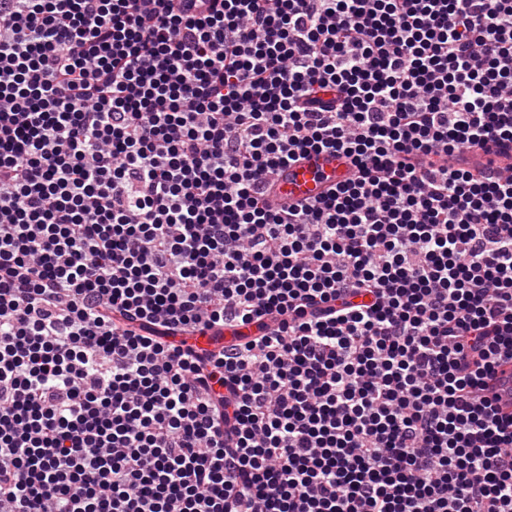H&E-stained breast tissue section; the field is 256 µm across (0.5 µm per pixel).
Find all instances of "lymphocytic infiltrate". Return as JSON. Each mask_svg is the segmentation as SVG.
Instances as JSON below:
<instances>
[{
  "label": "lymphocytic infiltrate",
  "mask_w": 512,
  "mask_h": 512,
  "mask_svg": "<svg viewBox=\"0 0 512 512\" xmlns=\"http://www.w3.org/2000/svg\"><path fill=\"white\" fill-rule=\"evenodd\" d=\"M507 143L512 0H0V512H512ZM353 166L343 154L332 151L310 152L280 171L271 186L275 204H292L320 198L350 178ZM257 331L256 324H233L224 325V327L213 328L205 330L203 333H196L190 336V342L188 344L194 345L199 349L206 351H213L220 349L225 342V345L234 343L241 336H251ZM225 335V336H224ZM229 336V340H226ZM504 372L498 371L497 375L491 379L489 395L496 396V406L503 414H512V376L509 368H504Z\"/></svg>",
  "instance_id": "lymphocytic-infiltrate-1"
}]
</instances>
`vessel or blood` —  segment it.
<instances>
[{
	"mask_svg": "<svg viewBox=\"0 0 512 512\" xmlns=\"http://www.w3.org/2000/svg\"><path fill=\"white\" fill-rule=\"evenodd\" d=\"M353 166L344 155L321 151L303 155L297 162L282 168L271 190V200L276 204H292L313 200L336 185L350 178ZM256 324H233L213 328L191 336V345L213 351L220 349L225 341H237L255 333ZM490 395L495 396L501 413L512 414V373L500 372L491 379Z\"/></svg>",
	"mask_w": 512,
	"mask_h": 512,
	"instance_id": "obj_1",
	"label": "vessel or blood"
}]
</instances>
